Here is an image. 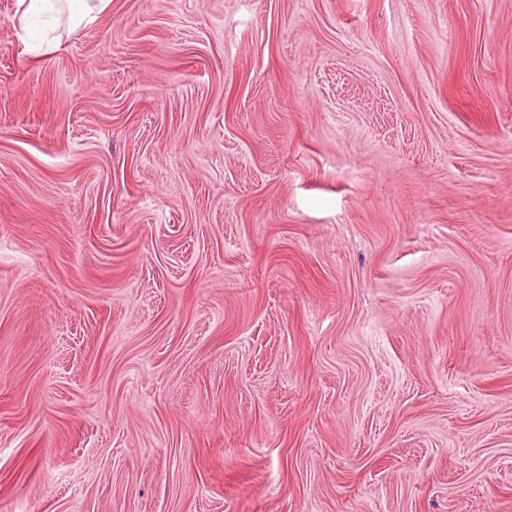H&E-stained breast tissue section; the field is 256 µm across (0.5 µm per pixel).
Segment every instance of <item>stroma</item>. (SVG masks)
<instances>
[{
	"mask_svg": "<svg viewBox=\"0 0 512 512\" xmlns=\"http://www.w3.org/2000/svg\"><path fill=\"white\" fill-rule=\"evenodd\" d=\"M0 0V512H512V0ZM111 5L112 0H17L16 13L24 22L51 29L65 20L73 30L95 23Z\"/></svg>",
	"mask_w": 512,
	"mask_h": 512,
	"instance_id": "1",
	"label": "stroma"
}]
</instances>
